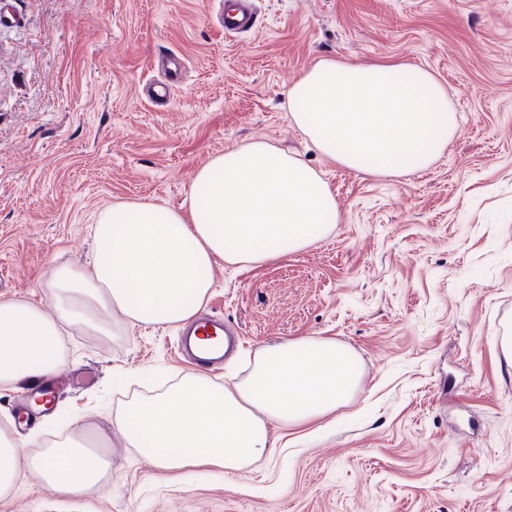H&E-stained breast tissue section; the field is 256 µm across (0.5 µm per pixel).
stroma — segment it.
<instances>
[{
  "label": "stroma",
  "mask_w": 512,
  "mask_h": 512,
  "mask_svg": "<svg viewBox=\"0 0 512 512\" xmlns=\"http://www.w3.org/2000/svg\"><path fill=\"white\" fill-rule=\"evenodd\" d=\"M0 26V299L46 303L82 267L90 226L116 201L176 208L211 157L264 140L328 183L339 222L261 264L217 262L206 310L235 327L230 387L255 351L316 337L350 347L356 391L275 430L250 470L158 471L117 432L125 402L187 368L179 331L114 338L65 328L70 379L20 441L36 452L77 420L112 459L104 496L30 477L0 512H512V0H258L230 37L211 0H11ZM182 54L171 102L143 87ZM324 58L406 61L447 86L457 125L426 170L397 177L323 159L292 123L291 80Z\"/></svg>",
  "instance_id": "1"
}]
</instances>
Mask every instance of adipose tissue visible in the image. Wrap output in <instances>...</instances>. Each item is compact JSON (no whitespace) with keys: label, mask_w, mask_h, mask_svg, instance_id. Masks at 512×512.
Segmentation results:
<instances>
[{"label":"adipose tissue","mask_w":512,"mask_h":512,"mask_svg":"<svg viewBox=\"0 0 512 512\" xmlns=\"http://www.w3.org/2000/svg\"><path fill=\"white\" fill-rule=\"evenodd\" d=\"M287 98L292 123L321 155L376 175L429 167L456 128L446 86L404 61L323 59L289 86ZM338 220L322 176L265 141L211 158L181 208L113 203L92 226L91 264L50 276L53 312L25 298L0 300V386L67 367L61 343L67 326L112 337L134 327L185 326L207 302L216 260L239 265L285 257ZM360 376L348 347L285 340L259 349L234 389L193 368L166 391L132 400L118 433L161 471L204 464L237 474L273 448L269 423L299 427L332 412ZM111 467L103 443L75 431L30 454L0 428V502L13 499L25 471L60 493L97 497L108 490Z\"/></svg>","instance_id":"adipose-tissue-1"}]
</instances>
